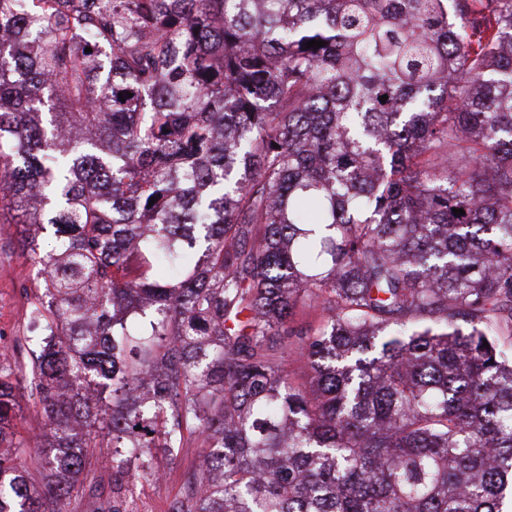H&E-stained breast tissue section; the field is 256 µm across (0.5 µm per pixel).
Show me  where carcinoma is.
<instances>
[{"instance_id": "carcinoma-1", "label": "carcinoma", "mask_w": 512, "mask_h": 512, "mask_svg": "<svg viewBox=\"0 0 512 512\" xmlns=\"http://www.w3.org/2000/svg\"><path fill=\"white\" fill-rule=\"evenodd\" d=\"M14 2L0 191L51 473L0 377V512L198 445L169 512H512V0ZM20 461L27 469L34 483H44V476L47 472V465L42 448H26L25 453L21 456Z\"/></svg>"}]
</instances>
